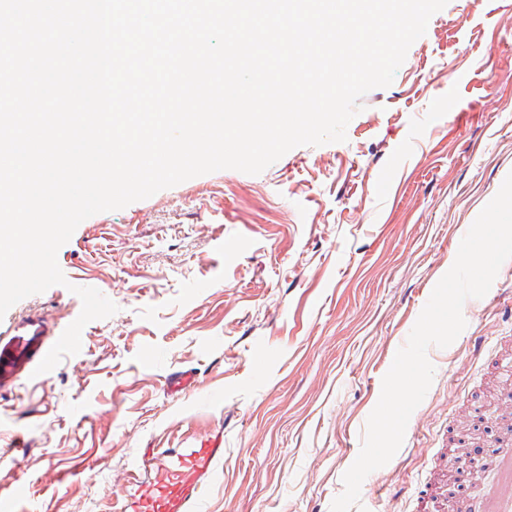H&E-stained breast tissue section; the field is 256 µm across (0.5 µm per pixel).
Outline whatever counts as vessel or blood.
Wrapping results in <instances>:
<instances>
[{"mask_svg": "<svg viewBox=\"0 0 512 512\" xmlns=\"http://www.w3.org/2000/svg\"><path fill=\"white\" fill-rule=\"evenodd\" d=\"M62 327L48 328L43 316L20 320L0 333V394L12 390L34 370L59 339ZM495 477L478 500L467 503L468 512H512V439L498 440L494 450ZM217 458L214 442L203 441L174 456L154 453L142 463L152 472L146 483H134L133 498L125 499L121 512H184L201 499V477Z\"/></svg>", "mask_w": 512, "mask_h": 512, "instance_id": "b4317fda", "label": "vessel or blood"}]
</instances>
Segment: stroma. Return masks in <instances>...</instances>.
Segmentation results:
<instances>
[{"instance_id":"obj_1","label":"stroma","mask_w":512,"mask_h":512,"mask_svg":"<svg viewBox=\"0 0 512 512\" xmlns=\"http://www.w3.org/2000/svg\"><path fill=\"white\" fill-rule=\"evenodd\" d=\"M360 103L345 142L293 148L257 175L197 176L76 228L63 274L118 311L85 326L77 355L0 395V492H16L15 512H117L143 449L217 436L202 512H330L396 352L512 173V0H449L392 84ZM509 297L512 259L465 301L457 339L428 348L432 385L351 512H419L426 480L478 498L445 464L447 435L471 449L499 437L465 408L500 390L472 339L498 337L512 358ZM80 311L55 285L0 330ZM186 371L192 388L171 392Z\"/></svg>"}]
</instances>
